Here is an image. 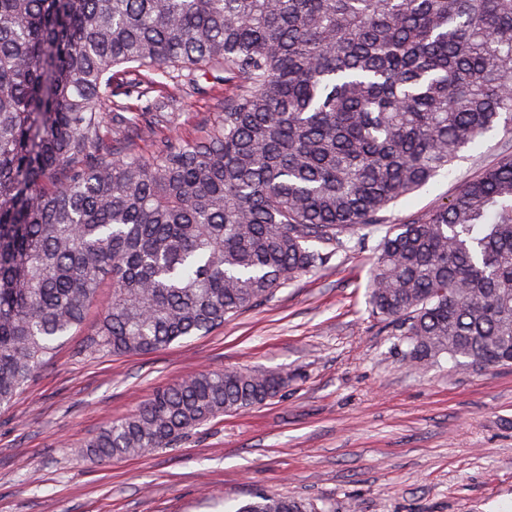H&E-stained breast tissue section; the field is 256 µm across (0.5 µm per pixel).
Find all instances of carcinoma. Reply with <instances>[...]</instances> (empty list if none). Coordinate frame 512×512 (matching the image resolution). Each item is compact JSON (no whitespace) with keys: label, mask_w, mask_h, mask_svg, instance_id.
<instances>
[{"label":"carcinoma","mask_w":512,"mask_h":512,"mask_svg":"<svg viewBox=\"0 0 512 512\" xmlns=\"http://www.w3.org/2000/svg\"><path fill=\"white\" fill-rule=\"evenodd\" d=\"M129 68L139 97L162 96L120 100ZM184 69L224 85L195 141L156 135ZM494 131L512 137V0H0V408L107 278L94 342L146 354L381 224L369 307L406 357L512 366V154L424 215L387 216ZM287 383L202 372L84 453L173 448ZM235 512L327 510L260 493Z\"/></svg>","instance_id":"cac0c4a2"}]
</instances>
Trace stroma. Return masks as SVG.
<instances>
[{"mask_svg":"<svg viewBox=\"0 0 512 512\" xmlns=\"http://www.w3.org/2000/svg\"><path fill=\"white\" fill-rule=\"evenodd\" d=\"M182 85L168 134L194 140L222 106ZM508 153L498 133L401 199L394 224L427 213ZM375 238L337 249L215 331L139 355L78 334L0 410V512H231L259 493L333 512H512V366L406 361L372 317ZM238 367L287 375L280 397L218 416L173 448L99 461L83 444L160 387Z\"/></svg>","mask_w":512,"mask_h":512,"instance_id":"35a3bbf8","label":"stroma"}]
</instances>
